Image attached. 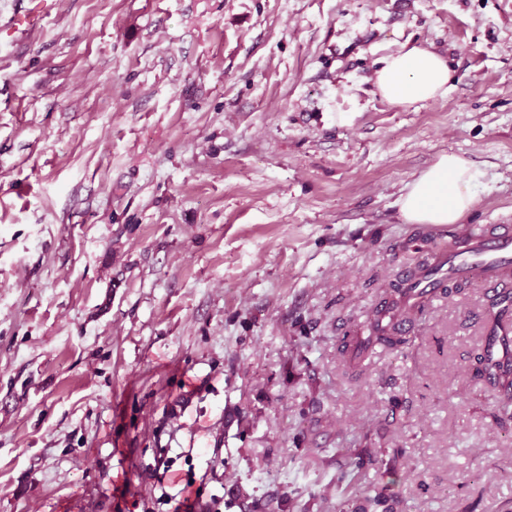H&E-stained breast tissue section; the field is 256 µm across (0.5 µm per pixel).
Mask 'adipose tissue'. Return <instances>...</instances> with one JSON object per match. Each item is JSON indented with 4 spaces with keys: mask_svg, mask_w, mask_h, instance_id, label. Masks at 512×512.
<instances>
[{
    "mask_svg": "<svg viewBox=\"0 0 512 512\" xmlns=\"http://www.w3.org/2000/svg\"><path fill=\"white\" fill-rule=\"evenodd\" d=\"M453 73L447 59L422 45L381 57L375 70L377 93L397 106H410L447 94ZM479 177L475 166L456 154H443L410 182L397 201L407 224H455L474 204Z\"/></svg>",
    "mask_w": 512,
    "mask_h": 512,
    "instance_id": "ef3b65f1",
    "label": "adipose tissue"
}]
</instances>
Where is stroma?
<instances>
[{
  "instance_id": "obj_1",
  "label": "stroma",
  "mask_w": 512,
  "mask_h": 512,
  "mask_svg": "<svg viewBox=\"0 0 512 512\" xmlns=\"http://www.w3.org/2000/svg\"><path fill=\"white\" fill-rule=\"evenodd\" d=\"M0 0V512H512V424L472 377L476 280L353 371L338 353L459 228L512 226V0ZM454 72L408 107L376 62ZM459 224L396 201L439 155ZM172 467L148 478L159 453ZM453 73L448 59L422 45L404 46L377 61V93L397 106H410L448 93ZM479 171L466 158L442 154L397 201L406 224H457L474 204Z\"/></svg>"
}]
</instances>
